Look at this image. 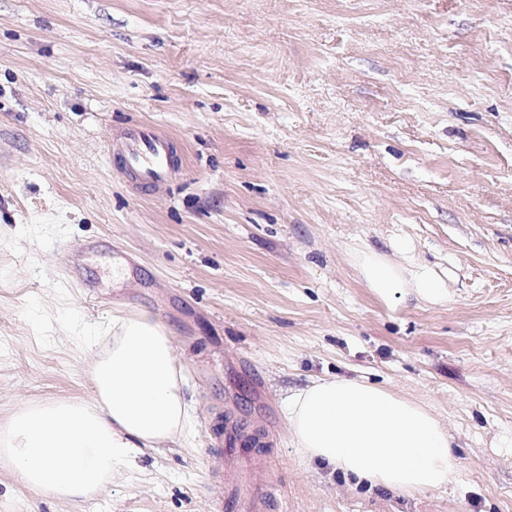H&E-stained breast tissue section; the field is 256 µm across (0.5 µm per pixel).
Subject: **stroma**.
<instances>
[{"instance_id": "35a3bbf8", "label": "stroma", "mask_w": 512, "mask_h": 512, "mask_svg": "<svg viewBox=\"0 0 512 512\" xmlns=\"http://www.w3.org/2000/svg\"><path fill=\"white\" fill-rule=\"evenodd\" d=\"M176 144L157 189L114 156ZM444 280L378 298L397 241ZM173 331L195 437L73 504L0 467V512H221L234 419L278 512H512V0H0V421L92 397L59 330ZM361 377L427 405L459 468L406 494L300 455L284 403ZM354 262L362 280L382 299L390 298L398 290L432 303L448 298V289L436 273L410 258L396 263L372 249L361 248L356 251Z\"/></svg>"}]
</instances>
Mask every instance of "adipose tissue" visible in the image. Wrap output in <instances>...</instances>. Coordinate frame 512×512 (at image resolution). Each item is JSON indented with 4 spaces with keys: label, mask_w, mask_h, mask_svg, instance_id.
<instances>
[{
    "label": "adipose tissue",
    "mask_w": 512,
    "mask_h": 512,
    "mask_svg": "<svg viewBox=\"0 0 512 512\" xmlns=\"http://www.w3.org/2000/svg\"><path fill=\"white\" fill-rule=\"evenodd\" d=\"M356 269L380 298L397 291L444 301L448 290L429 267L396 263L369 248ZM66 335L92 351L93 398L29 402L0 424V465L29 490L74 502L133 470L137 454L189 444L193 408L171 329L145 311ZM288 426L302 457L374 486L404 493L440 489L458 469L448 430L422 403L358 378H322L286 401Z\"/></svg>",
    "instance_id": "ef3b65f1"
}]
</instances>
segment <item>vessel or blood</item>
<instances>
[{"label":"vessel or blood","mask_w":512,"mask_h":512,"mask_svg":"<svg viewBox=\"0 0 512 512\" xmlns=\"http://www.w3.org/2000/svg\"><path fill=\"white\" fill-rule=\"evenodd\" d=\"M174 142L153 128L134 127L124 134L122 161L126 174L135 181L158 186L170 176L175 165ZM223 452L230 463L224 476L227 488V512H254L255 502L263 500V491L256 486L244 487V469L266 468L271 464L266 454H253L249 440L237 429H228Z\"/></svg>","instance_id":"1"}]
</instances>
